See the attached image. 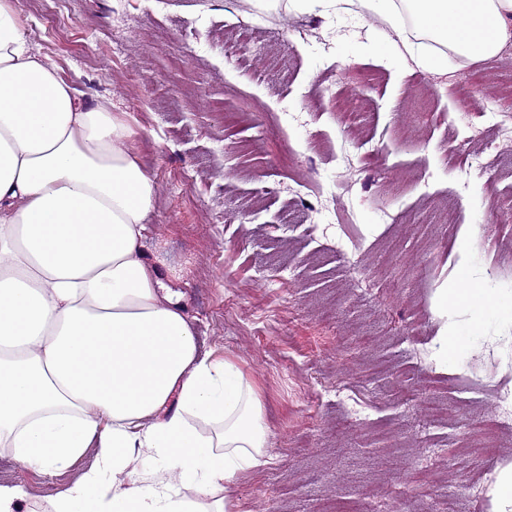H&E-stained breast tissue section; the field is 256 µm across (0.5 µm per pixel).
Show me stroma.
<instances>
[{"mask_svg": "<svg viewBox=\"0 0 512 512\" xmlns=\"http://www.w3.org/2000/svg\"><path fill=\"white\" fill-rule=\"evenodd\" d=\"M16 2L32 50L132 128L158 186L146 253L260 397L273 462L224 484L230 512H474L512 462V424L465 447L512 391V323L444 365L475 307L439 294L464 271L512 290V143L484 118L512 113V56L474 62L482 89L381 61L375 17L288 0ZM94 460L0 457L17 512ZM461 334L455 336H439L436 350L437 358L444 364L454 363L462 354L464 349V340Z\"/></svg>", "mask_w": 512, "mask_h": 512, "instance_id": "1", "label": "stroma"}]
</instances>
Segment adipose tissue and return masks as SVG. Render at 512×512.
<instances>
[{
  "label": "adipose tissue",
  "instance_id": "adipose-tissue-1",
  "mask_svg": "<svg viewBox=\"0 0 512 512\" xmlns=\"http://www.w3.org/2000/svg\"><path fill=\"white\" fill-rule=\"evenodd\" d=\"M289 6L376 16L382 59L430 74L512 41V0ZM132 135L32 53L15 0H0V446L43 474L95 449L52 512H226L204 497L272 462L262 403L234 363L201 350L146 257L157 186ZM452 300L480 302L485 321L512 316V293L481 284ZM131 448L148 449L169 482L144 484ZM186 485L198 499L181 496Z\"/></svg>",
  "mask_w": 512,
  "mask_h": 512
}]
</instances>
